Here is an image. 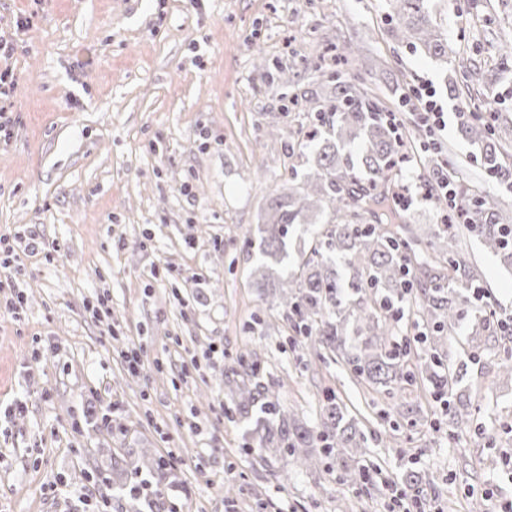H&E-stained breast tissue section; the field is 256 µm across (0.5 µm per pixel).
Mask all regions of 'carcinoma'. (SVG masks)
Returning a JSON list of instances; mask_svg holds the SVG:
<instances>
[{
	"instance_id": "obj_1",
	"label": "carcinoma",
	"mask_w": 512,
	"mask_h": 512,
	"mask_svg": "<svg viewBox=\"0 0 512 512\" xmlns=\"http://www.w3.org/2000/svg\"><path fill=\"white\" fill-rule=\"evenodd\" d=\"M432 0H388L390 16L403 39L430 56L453 62L457 51L435 23ZM482 18L483 38L495 48L501 69L495 78L512 76V32L496 28L491 4ZM302 110L315 115L303 136L288 145V157L311 153L308 172L288 166V191L270 194L258 225L263 262L254 285L283 308L301 348L318 358L330 353L358 381L389 397L425 377L434 407L455 429L472 428L471 399L454 391L457 383L442 356L448 335L472 313L485 322L474 298L480 280L468 261L452 248L460 233L475 232L485 249L512 263V209L489 193L474 194L448 178L462 207L463 223L428 231L396 223L386 191L405 140L411 136L392 119L373 89L364 83L336 80L320 103L306 99ZM498 110L470 112L459 131L478 145L485 170L503 182L509 177L508 147L494 139ZM375 223L366 224L364 214ZM311 242L290 258L295 226L315 217ZM415 317L423 330L417 344L399 345L398 309ZM266 362L255 349L241 352L224 366V389L232 419L251 421L248 451L259 456L286 454L301 467L337 469L340 480L357 483L362 472L353 462L367 452L359 421L326 395L313 421L280 407L275 383L266 380Z\"/></svg>"
}]
</instances>
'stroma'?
<instances>
[{
	"label": "stroma",
	"instance_id": "35a3bbf8",
	"mask_svg": "<svg viewBox=\"0 0 512 512\" xmlns=\"http://www.w3.org/2000/svg\"><path fill=\"white\" fill-rule=\"evenodd\" d=\"M436 4L444 36L469 57L474 0ZM346 42L355 61L324 58ZM0 43L13 47L18 76L0 100L12 118L0 138V237L22 253L0 267V300L14 288L25 296L19 314L0 312V512H75L99 490L108 512H263L273 501L290 512H387L376 487L357 495L287 456L245 454L247 426L222 407L224 361L254 346L284 410L314 420L334 390L365 424L367 461L427 506L494 512L512 498V386L498 375L512 344L495 319L477 342L463 320L445 347L482 439L434 412L428 381L388 401L342 363L314 369L253 284L260 254L247 241L288 178L287 140L269 122L282 97H325L329 74L360 78L368 61L383 65L377 94L402 123L422 125L418 95L432 94L446 125L427 134L459 181L512 206V188L458 133L445 63L394 35L386 0H0ZM257 45L266 67L253 64ZM33 234L43 247L24 253ZM457 249L479 266L491 310L512 314V267L474 236ZM100 297L110 317H93ZM131 344L145 362L138 375L120 358ZM18 400L26 412L9 413ZM388 406L398 425L379 418ZM154 455L171 462L159 496L99 488L113 458L134 482Z\"/></svg>",
	"mask_w": 512,
	"mask_h": 512
}]
</instances>
